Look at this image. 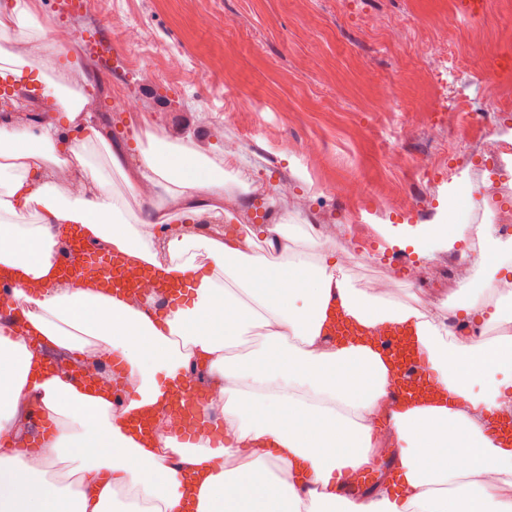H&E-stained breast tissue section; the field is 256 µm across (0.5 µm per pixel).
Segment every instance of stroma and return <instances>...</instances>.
Masks as SVG:
<instances>
[{
	"mask_svg": "<svg viewBox=\"0 0 512 512\" xmlns=\"http://www.w3.org/2000/svg\"><path fill=\"white\" fill-rule=\"evenodd\" d=\"M375 14L387 20L378 31L368 26ZM56 27L73 38V77L98 76L84 93L113 143L132 151L157 132L222 160L225 140H244L224 168L248 175L249 192L224 201L217 228L256 232L266 214L308 225L355 288L422 309L452 298L478 274L462 262L471 241L424 253L414 234L447 221L448 190L463 181L480 190L469 223L512 211V164L481 156L487 132L512 149V124L491 110L512 101V68L484 74L487 59L512 56V0H494L478 16L460 12L457 0H90L83 20ZM101 34L117 49L112 58L82 51L83 39ZM431 34L444 60L437 70L417 49ZM157 42L187 65L182 86L157 75ZM228 82L238 89L230 112ZM124 95L142 109L123 120ZM311 139L321 151L309 159L300 148ZM392 144L406 168L385 165ZM352 175L369 190L363 202L340 189ZM414 266L422 280L408 278Z\"/></svg>",
	"mask_w": 512,
	"mask_h": 512,
	"instance_id": "obj_1",
	"label": "stroma"
}]
</instances>
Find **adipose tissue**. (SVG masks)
<instances>
[{
	"instance_id": "adipose-tissue-1",
	"label": "adipose tissue",
	"mask_w": 512,
	"mask_h": 512,
	"mask_svg": "<svg viewBox=\"0 0 512 512\" xmlns=\"http://www.w3.org/2000/svg\"><path fill=\"white\" fill-rule=\"evenodd\" d=\"M47 38L70 40L34 0H15L0 19V78L41 85L51 105L29 125L0 113V210L17 214L0 224V266L15 273L27 325L0 335V432H10L0 435V512H482L487 500L512 512V447L490 430L512 418V240L483 229L482 274L453 303L482 328L454 336L446 316L351 288L323 242L295 261L304 225L265 227L274 259L251 237L212 233L230 185L197 150L159 137L141 148L129 184L145 208L137 214L88 161L107 141L66 85V65L36 56ZM58 224L179 282L166 313L153 319L58 278L54 256L69 236L53 233ZM335 317L356 335H331ZM387 324L414 331L451 403L383 411L392 370L369 333ZM243 335L257 351L232 354ZM50 350L118 359L134 398L115 402L111 377L87 386L53 371ZM194 368L211 394L204 414L224 426L216 447L161 428L173 383ZM33 402L59 430L29 458L12 437ZM384 447L401 464L378 492L331 490L336 470ZM60 462L75 464L74 485L56 479Z\"/></svg>"
}]
</instances>
